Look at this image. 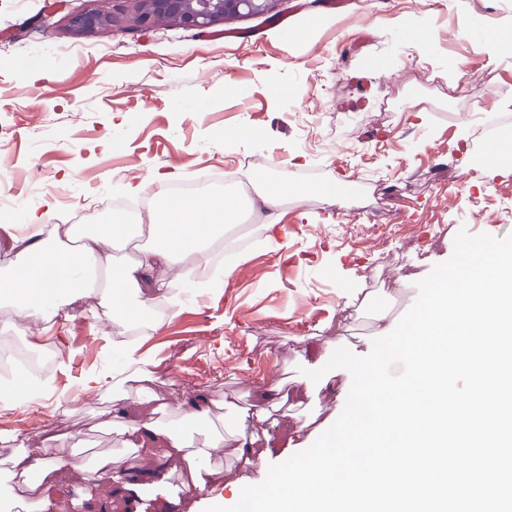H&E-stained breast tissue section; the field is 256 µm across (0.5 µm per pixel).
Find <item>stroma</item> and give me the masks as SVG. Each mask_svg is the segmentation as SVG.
I'll list each match as a JSON object with an SVG mask.
<instances>
[{"instance_id":"obj_1","label":"stroma","mask_w":512,"mask_h":512,"mask_svg":"<svg viewBox=\"0 0 512 512\" xmlns=\"http://www.w3.org/2000/svg\"><path fill=\"white\" fill-rule=\"evenodd\" d=\"M325 2L276 0L269 16L133 33L136 0H0V173L16 199L0 225L33 213L130 224L127 204L173 181L241 200L264 181L286 179L304 193L282 204L271 229L263 212L242 210L253 241L230 279H201L199 265L224 266L205 251L185 257L187 281L163 272L168 312L158 320L132 309V320L151 326L133 342L117 338L93 295L32 321V340L64 361L33 401L0 390V494L22 495L25 512H40L42 493L22 491L8 461L44 435L58 454L79 458L47 478L63 490L52 512H211L209 491L187 488L182 456L166 459L167 478L148 497L116 493L92 468L102 454L125 455L131 468L145 458L129 448L115 408L167 425L193 394L224 412L208 430L187 424L196 444L241 413L265 414L226 436L213 460L232 505L235 492L337 419L352 377L327 369L333 352L368 354L380 316L401 318L417 282L451 257L459 229L512 233V164L485 166L477 135L490 117L512 116V57L478 34L487 25L512 36V11L496 0H347L337 11ZM85 13L103 25L76 30L73 17ZM315 14L321 22L308 38L282 40V24L300 29ZM40 16L48 30L27 29ZM413 24L430 31L427 54L403 37ZM371 57L385 71L368 67ZM463 111L472 121L457 120ZM35 166L69 198L29 195ZM343 179L341 196L318 194L319 184ZM342 209L356 212L353 223H337ZM136 365L154 381L126 387L114 403L116 382ZM319 368V381L305 377ZM245 445L248 463L236 453Z\"/></svg>"}]
</instances>
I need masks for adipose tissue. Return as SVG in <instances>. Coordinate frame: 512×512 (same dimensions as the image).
<instances>
[{
  "mask_svg": "<svg viewBox=\"0 0 512 512\" xmlns=\"http://www.w3.org/2000/svg\"><path fill=\"white\" fill-rule=\"evenodd\" d=\"M237 221L235 203L224 196L191 197L180 200L160 199L146 224H110L105 232L82 233L79 248L64 244L73 236V228L53 225L43 230L38 215L25 224H1L4 237L16 259L0 267V299L12 301L18 315L35 318L60 309L64 297L73 292H88L85 277L88 268L110 271L111 283L99 295V304L113 315L128 313L127 292L149 284L153 272L163 266L179 264L184 255L203 251L206 244L223 236L226 228ZM145 239L139 257L127 264L116 265L110 251L113 244H127ZM142 448H170L185 452L193 474L192 485L202 488L200 475L208 471L213 449L219 440L191 447L183 429L161 425L152 419L129 424ZM69 458L57 455L52 437H44L39 452H22L11 461L14 475L27 478L29 473L49 475L69 465Z\"/></svg>",
  "mask_w": 512,
  "mask_h": 512,
  "instance_id": "adipose-tissue-1",
  "label": "adipose tissue"
}]
</instances>
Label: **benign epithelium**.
Listing matches in <instances>:
<instances>
[{"mask_svg": "<svg viewBox=\"0 0 512 512\" xmlns=\"http://www.w3.org/2000/svg\"><path fill=\"white\" fill-rule=\"evenodd\" d=\"M272 7L273 0H140L132 30L164 21L203 29L224 19L264 13Z\"/></svg>", "mask_w": 512, "mask_h": 512, "instance_id": "1", "label": "benign epithelium"}]
</instances>
